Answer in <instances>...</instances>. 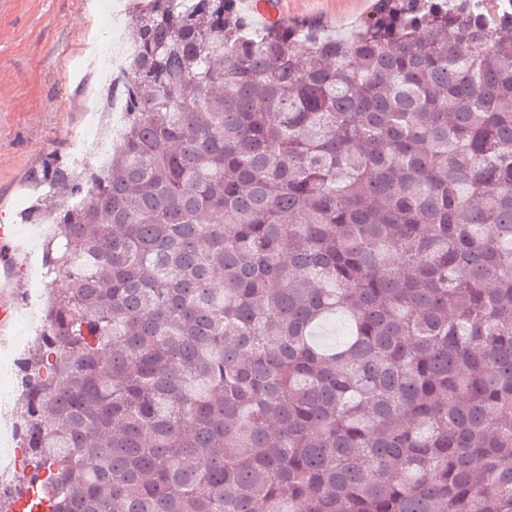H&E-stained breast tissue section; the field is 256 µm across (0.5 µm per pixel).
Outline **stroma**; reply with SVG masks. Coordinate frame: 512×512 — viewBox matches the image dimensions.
Wrapping results in <instances>:
<instances>
[{
  "label": "stroma",
  "mask_w": 512,
  "mask_h": 512,
  "mask_svg": "<svg viewBox=\"0 0 512 512\" xmlns=\"http://www.w3.org/2000/svg\"><path fill=\"white\" fill-rule=\"evenodd\" d=\"M236 0L254 24L318 19L327 33L348 32L372 0ZM101 0H0V219L33 227L29 214L49 187L48 166H74L70 134L97 101L94 71L79 70L89 35L100 26Z\"/></svg>",
  "instance_id": "35a3bbf8"
}]
</instances>
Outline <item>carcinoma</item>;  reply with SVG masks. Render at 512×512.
Here are the masks:
<instances>
[{
    "mask_svg": "<svg viewBox=\"0 0 512 512\" xmlns=\"http://www.w3.org/2000/svg\"><path fill=\"white\" fill-rule=\"evenodd\" d=\"M234 2L132 15L122 143L44 174L0 512H512V7ZM374 0H276L269 13L261 14L257 6L263 0H237L240 13L248 16L255 25L277 18L280 21L319 19L328 34L349 32L366 16ZM42 267V257L36 252H31L28 258L30 288L27 286V277H23V270L19 272L18 277L13 275L12 280L10 281V290L7 293L6 306L11 307L12 295L15 291L21 289L25 291V288H28L24 301L26 311H24L20 316L22 320H26L27 317L36 309H42L50 299V288L46 287L43 280Z\"/></svg>",
    "mask_w": 512,
    "mask_h": 512,
    "instance_id": "cac0c4a2",
    "label": "carcinoma"
}]
</instances>
